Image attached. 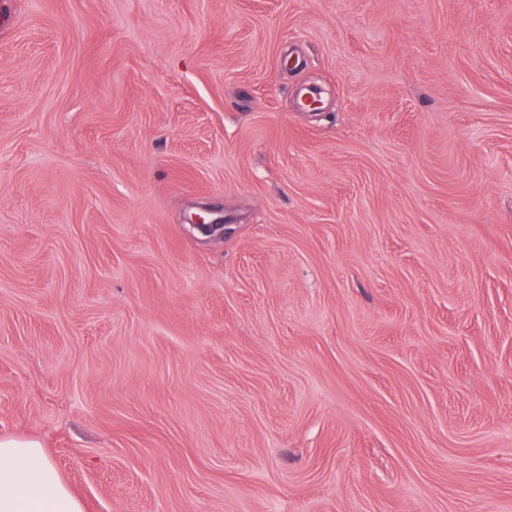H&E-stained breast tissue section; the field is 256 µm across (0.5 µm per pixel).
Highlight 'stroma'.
I'll use <instances>...</instances> for the list:
<instances>
[{
	"mask_svg": "<svg viewBox=\"0 0 512 512\" xmlns=\"http://www.w3.org/2000/svg\"><path fill=\"white\" fill-rule=\"evenodd\" d=\"M1 436L86 512H512V0H0ZM189 225L192 229L208 238H220L224 235V221L210 219L206 212L195 214L194 217L190 219Z\"/></svg>",
	"mask_w": 512,
	"mask_h": 512,
	"instance_id": "obj_1",
	"label": "stroma"
}]
</instances>
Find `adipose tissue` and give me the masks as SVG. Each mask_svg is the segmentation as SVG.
Returning a JSON list of instances; mask_svg holds the SVG:
<instances>
[{
    "mask_svg": "<svg viewBox=\"0 0 512 512\" xmlns=\"http://www.w3.org/2000/svg\"><path fill=\"white\" fill-rule=\"evenodd\" d=\"M0 512H85L34 439L0 437Z\"/></svg>",
    "mask_w": 512,
    "mask_h": 512,
    "instance_id": "adipose-tissue-1",
    "label": "adipose tissue"
}]
</instances>
